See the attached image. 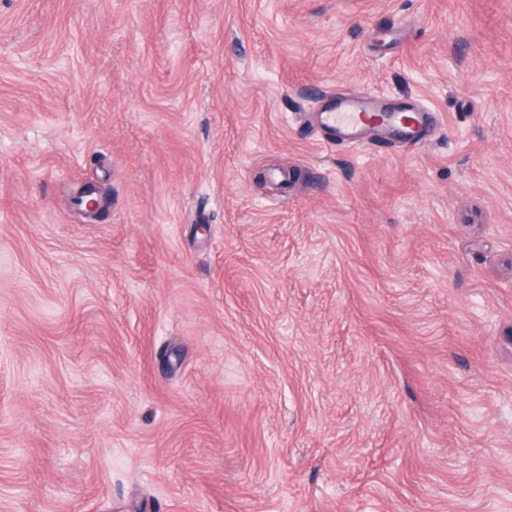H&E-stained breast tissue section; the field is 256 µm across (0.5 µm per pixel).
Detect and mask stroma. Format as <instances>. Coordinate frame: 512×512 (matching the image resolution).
<instances>
[{
    "label": "stroma",
    "instance_id": "stroma-1",
    "mask_svg": "<svg viewBox=\"0 0 512 512\" xmlns=\"http://www.w3.org/2000/svg\"><path fill=\"white\" fill-rule=\"evenodd\" d=\"M0 512H512V0H0ZM374 113L381 115L380 121L372 120ZM403 113L409 114L411 120L403 121L401 118ZM427 115L428 111L415 103L383 113L374 109L369 102L359 100H343L337 109L335 107L328 112L320 113L324 125L333 129L339 128L343 134L342 141L352 144L362 143L359 132L372 126H381L389 130L398 129L404 135L399 140L404 142L417 139ZM77 204L82 208L84 205L82 209L84 213L94 217L107 207L108 201L100 194L97 188L89 186L80 193V196L77 198Z\"/></svg>",
    "mask_w": 512,
    "mask_h": 512
}]
</instances>
